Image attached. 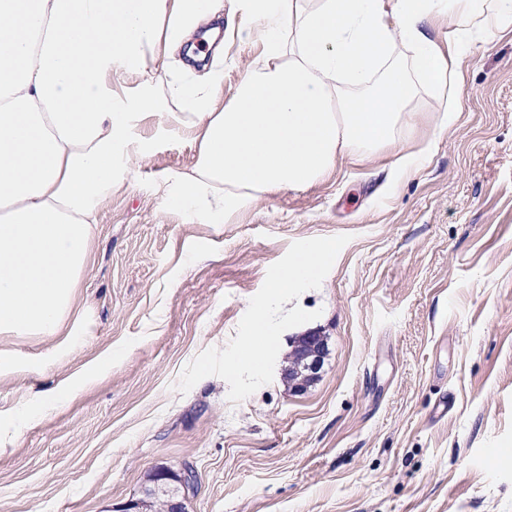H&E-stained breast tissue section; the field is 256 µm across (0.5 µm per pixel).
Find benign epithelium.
<instances>
[{
	"label": "benign epithelium",
	"mask_w": 512,
	"mask_h": 512,
	"mask_svg": "<svg viewBox=\"0 0 512 512\" xmlns=\"http://www.w3.org/2000/svg\"><path fill=\"white\" fill-rule=\"evenodd\" d=\"M328 352L327 337L319 331L311 330L294 338L288 366L283 369L289 394L303 395L319 381ZM165 488L171 489L168 512H189V471L185 469L177 473L165 466L155 468L153 486L144 488L141 497L130 500L124 506V512H144L149 504V496Z\"/></svg>",
	"instance_id": "obj_1"
}]
</instances>
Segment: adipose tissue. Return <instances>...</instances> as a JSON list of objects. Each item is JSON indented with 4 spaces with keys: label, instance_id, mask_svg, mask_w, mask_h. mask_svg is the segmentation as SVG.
I'll use <instances>...</instances> for the list:
<instances>
[{
    "label": "adipose tissue",
    "instance_id": "1",
    "mask_svg": "<svg viewBox=\"0 0 512 512\" xmlns=\"http://www.w3.org/2000/svg\"><path fill=\"white\" fill-rule=\"evenodd\" d=\"M217 2L0 0L1 336L57 338L55 358L86 334L74 307L98 214L151 151L135 121L164 112L192 130L196 162L163 178L159 214L219 231L348 158L387 152L396 175L422 168L429 151L397 147L423 93L454 126L465 49L512 31V0H232L239 42L260 52L220 108L223 67L203 83L157 69ZM107 366L24 399L13 423Z\"/></svg>",
    "mask_w": 512,
    "mask_h": 512
}]
</instances>
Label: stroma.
Masks as SVG:
<instances>
[{
	"label": "stroma",
	"instance_id": "stroma-1",
	"mask_svg": "<svg viewBox=\"0 0 512 512\" xmlns=\"http://www.w3.org/2000/svg\"><path fill=\"white\" fill-rule=\"evenodd\" d=\"M224 60L217 105L247 45ZM461 117L435 127L423 94L391 156L344 161L284 190L221 233L159 220L162 178L196 161L191 131L143 120L150 156L116 186L78 290L89 333L50 358L49 339L0 336V418L109 358L99 378L0 436V512H120L155 467H192L189 512H512V32L463 60ZM332 257L301 288L296 259ZM329 338L322 377L289 395L294 336ZM258 366L236 360L253 337ZM448 412L438 415L440 401ZM332 256V249L324 247L316 252L304 255L279 281L277 287L283 290L298 288L303 282L309 280L316 269H318L329 257Z\"/></svg>",
	"mask_w": 512,
	"mask_h": 512
}]
</instances>
